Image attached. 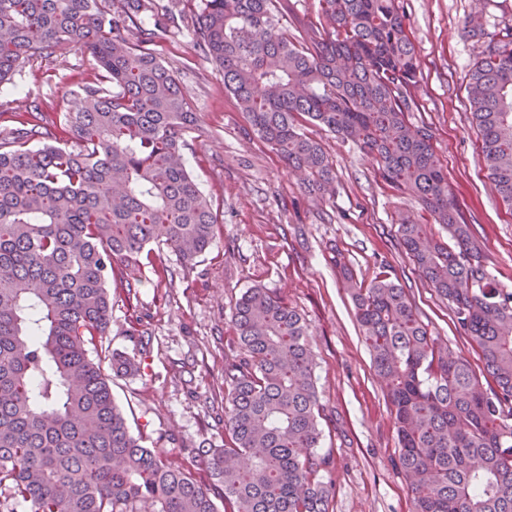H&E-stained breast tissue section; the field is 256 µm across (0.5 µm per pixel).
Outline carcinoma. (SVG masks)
Listing matches in <instances>:
<instances>
[{
	"label": "carcinoma",
	"instance_id": "1",
	"mask_svg": "<svg viewBox=\"0 0 512 512\" xmlns=\"http://www.w3.org/2000/svg\"><path fill=\"white\" fill-rule=\"evenodd\" d=\"M282 2L200 0L195 44L309 193L336 187L306 124L375 159L383 181L427 214L399 215V242L448 300L492 386L430 334L386 271L367 284L339 253L336 267L386 381L415 512H512V288L485 269L430 129L409 120L420 71L401 2L317 0L316 21L293 36ZM178 14L156 0H124L120 10L113 0H0V85L24 59L69 47L88 48L99 69L80 86L82 108L63 118L72 145L48 143L53 133L37 120L0 136V491L30 512H140L143 502L154 512H217L211 489L130 431L87 349L112 323L116 267L153 262L150 244L191 264L216 238L210 201L182 157L196 113L148 48L153 28L178 25ZM463 33L488 38L470 70L469 107L489 178L512 203V27L477 14ZM231 320L232 444L198 449L224 512H329L307 323L262 287L241 295ZM137 370L135 358L112 353L113 374Z\"/></svg>",
	"mask_w": 512,
	"mask_h": 512
}]
</instances>
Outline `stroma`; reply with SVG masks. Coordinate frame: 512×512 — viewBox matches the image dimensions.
<instances>
[{"instance_id":"stroma-1","label":"stroma","mask_w":512,"mask_h":512,"mask_svg":"<svg viewBox=\"0 0 512 512\" xmlns=\"http://www.w3.org/2000/svg\"><path fill=\"white\" fill-rule=\"evenodd\" d=\"M420 64L414 124L430 127L448 183L487 270L512 288V205L487 176L481 138L467 99L469 71L482 45L462 36L480 11L512 25V0H401ZM181 29L155 28L152 51L181 83L198 115L183 157L217 217L214 245L194 265L170 252L161 276L148 263L127 269L133 291H111L112 325L89 349L110 369L112 353L134 356L138 371L112 380V394L134 434L203 485L213 482L201 448L230 445L224 431V358L236 344L234 303L260 286L306 319L323 405L320 451L331 461L329 512H413L408 478L397 468L395 415L373 366L351 296L334 258L343 254L357 280L387 269L409 292L431 335L449 352L483 364L454 323L447 300L430 288L398 243L399 213L417 211L388 186L377 163L320 127L309 134L331 157L336 195L316 199L224 90V73L197 49L192 31L199 0H182ZM97 73L77 47L24 60L0 87V131L31 110L56 124L79 105L77 91Z\"/></svg>"}]
</instances>
